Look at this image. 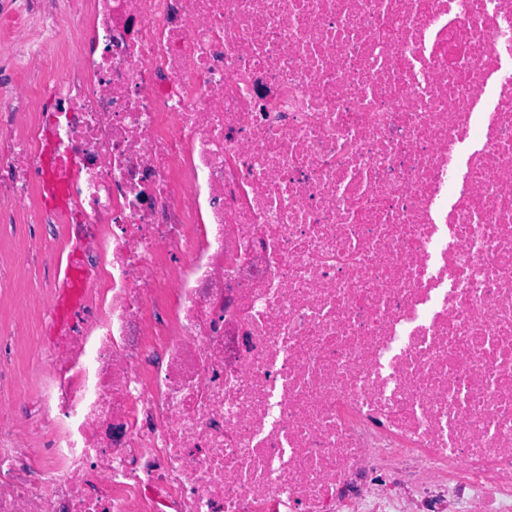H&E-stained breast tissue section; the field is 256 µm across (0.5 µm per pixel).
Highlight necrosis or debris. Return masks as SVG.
Wrapping results in <instances>:
<instances>
[{"label":"necrosis or debris","instance_id":"necrosis-or-debris-1","mask_svg":"<svg viewBox=\"0 0 512 512\" xmlns=\"http://www.w3.org/2000/svg\"><path fill=\"white\" fill-rule=\"evenodd\" d=\"M0 107V512H512V0H93ZM88 252L36 413L9 396ZM17 243L13 240L0 239V290L11 288L13 291L6 296L0 303V320L8 319L11 310L12 299L19 296L20 293L35 287V281L40 277V265L35 253L31 252L28 263L24 268L13 271L10 263ZM16 292L18 294H16ZM65 249L66 251L63 255L64 258L68 253L73 254L82 264H79L72 255H68L65 265H63V259H61L60 264L58 265V276L61 279L62 289L57 301L59 303L58 305L63 306L64 308L67 306L71 307L80 300L77 289L78 283L80 281H87L83 268V263L85 262L84 253L76 250L73 244L66 245Z\"/></svg>","mask_w":512,"mask_h":512}]
</instances>
